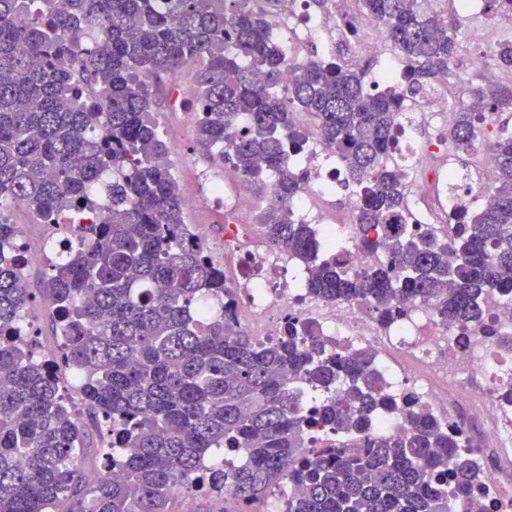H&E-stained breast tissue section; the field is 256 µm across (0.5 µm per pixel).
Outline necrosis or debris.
<instances>
[{
  "label": "necrosis or debris",
  "instance_id": "necrosis-or-debris-1",
  "mask_svg": "<svg viewBox=\"0 0 512 512\" xmlns=\"http://www.w3.org/2000/svg\"><path fill=\"white\" fill-rule=\"evenodd\" d=\"M285 41L333 43L342 24L335 13H310L309 0H288L279 14L268 17ZM399 155L413 160L417 172L413 210L420 224L446 221L451 199L448 168L441 164L448 145L436 140L422 146L400 136ZM251 199L239 192L223 211L224 275L237 295L225 301L224 311L257 340L280 335L288 317L313 322L323 336L353 347L370 349L375 366L389 388H415L423 406L444 421L464 420L480 428L482 450L474 457L480 471L465 512H512V423L494 397V378L512 369V357L499 355L491 340L471 331H449L423 306H416L392 330H383L363 300L315 303L294 286L291 262L280 258L250 225L239 223L238 211ZM482 377L485 386L473 392L466 374Z\"/></svg>",
  "mask_w": 512,
  "mask_h": 512
}]
</instances>
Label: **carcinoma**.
I'll use <instances>...</instances> for the list:
<instances>
[{"label": "carcinoma", "mask_w": 512, "mask_h": 512, "mask_svg": "<svg viewBox=\"0 0 512 512\" xmlns=\"http://www.w3.org/2000/svg\"><path fill=\"white\" fill-rule=\"evenodd\" d=\"M0 0V200L23 199L46 223L76 221L50 246L48 297L57 351L37 352V303L0 219V512H175L185 495H226L253 512L275 494L287 512H451L479 481L451 423L414 392L397 394L374 352L334 351L308 322L260 342L224 317V265L186 223L167 144L150 112V80L192 61L188 110L209 163H230L266 201L259 224L302 267L311 299H365L389 328L423 304L450 331L472 329L512 353L495 327V298L512 307V78L488 80L452 112L439 138L467 168L479 122L495 178L486 203L416 224L411 169L392 161L408 108L445 72L461 42L447 16L421 0H360L403 61L400 78L370 89L368 70L311 56L279 94L284 52L255 0ZM495 65L512 71V42ZM311 120L356 198L352 241L372 257L351 268L349 245L325 244L293 204ZM448 174V194L469 188ZM87 210L99 221L80 224ZM80 372L81 401L98 443L67 404L57 370ZM401 415L391 434L376 432ZM216 451L238 459L205 467ZM104 472L89 477L87 459ZM121 475L112 476V465ZM229 493H224V490Z\"/></svg>", "instance_id": "obj_1"}]
</instances>
